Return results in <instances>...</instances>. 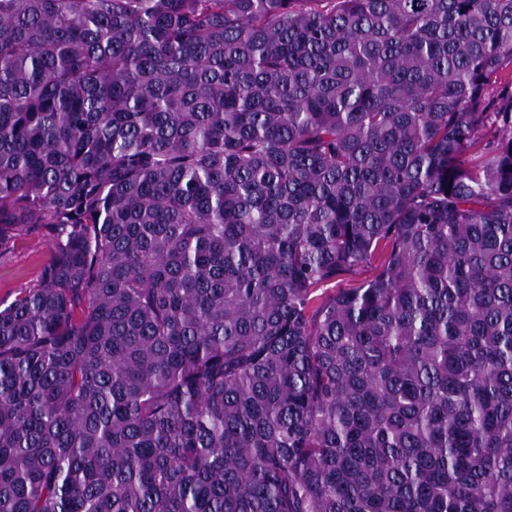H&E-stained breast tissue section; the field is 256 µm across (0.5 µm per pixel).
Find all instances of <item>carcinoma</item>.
<instances>
[{
	"instance_id": "cac0c4a2",
	"label": "carcinoma",
	"mask_w": 512,
	"mask_h": 512,
	"mask_svg": "<svg viewBox=\"0 0 512 512\" xmlns=\"http://www.w3.org/2000/svg\"><path fill=\"white\" fill-rule=\"evenodd\" d=\"M19 232L0 512H512V0H0ZM51 255V245L41 234H24L3 242L0 247V302L9 304L22 288L36 283Z\"/></svg>"
}]
</instances>
